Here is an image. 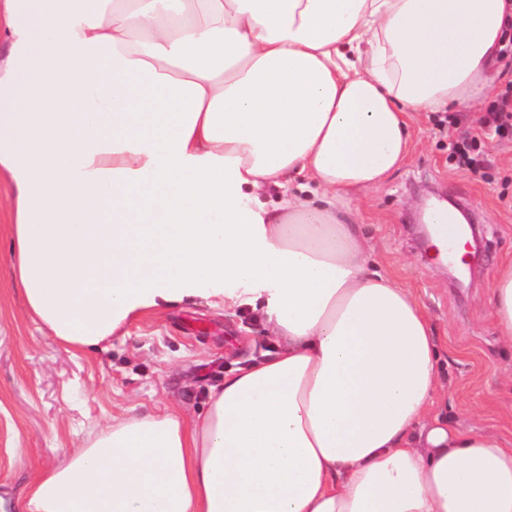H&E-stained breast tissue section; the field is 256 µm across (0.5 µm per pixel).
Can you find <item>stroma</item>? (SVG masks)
Wrapping results in <instances>:
<instances>
[{"instance_id":"35a3bbf8","label":"stroma","mask_w":512,"mask_h":512,"mask_svg":"<svg viewBox=\"0 0 512 512\" xmlns=\"http://www.w3.org/2000/svg\"><path fill=\"white\" fill-rule=\"evenodd\" d=\"M512 80L501 65L492 93L454 115L435 112L413 126L400 168L379 190L360 194L347 221L372 237L377 266L412 288L435 327L448 392L437 402L452 424L473 423L512 442V350L498 341L486 301L495 267L512 261V139H489L480 173L455 169L448 144L477 131ZM461 206L483 244L466 271L443 264L421 234L431 201ZM11 229L0 221V486L22 489L95 425L128 407L201 410L207 386L235 362L261 359L269 343L247 310L219 313L175 304L128 324L101 349L61 346L27 313L10 273Z\"/></svg>"}]
</instances>
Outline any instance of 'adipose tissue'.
Listing matches in <instances>:
<instances>
[{
  "label": "adipose tissue",
  "instance_id": "adipose-tissue-1",
  "mask_svg": "<svg viewBox=\"0 0 512 512\" xmlns=\"http://www.w3.org/2000/svg\"><path fill=\"white\" fill-rule=\"evenodd\" d=\"M511 37L512 0H0L29 315L82 351L172 304L248 306L273 344L194 416H113L17 512H512V444L436 412L431 319L343 218ZM487 301L512 348V262Z\"/></svg>",
  "mask_w": 512,
  "mask_h": 512
}]
</instances>
